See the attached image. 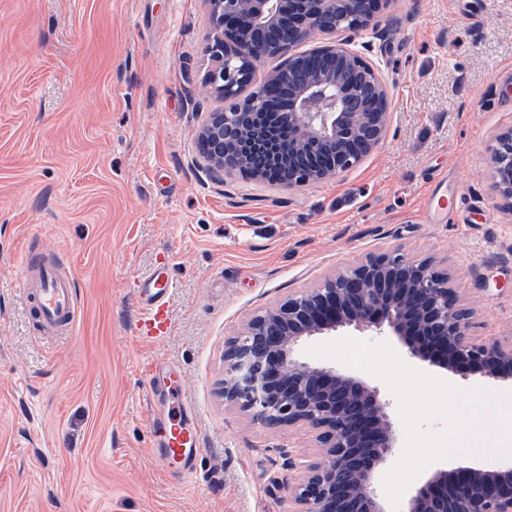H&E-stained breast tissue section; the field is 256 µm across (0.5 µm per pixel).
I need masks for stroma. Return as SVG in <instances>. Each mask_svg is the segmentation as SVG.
Segmentation results:
<instances>
[{
    "instance_id": "35a3bbf8",
    "label": "stroma",
    "mask_w": 512,
    "mask_h": 512,
    "mask_svg": "<svg viewBox=\"0 0 512 512\" xmlns=\"http://www.w3.org/2000/svg\"><path fill=\"white\" fill-rule=\"evenodd\" d=\"M362 56L392 103L382 144L338 178L279 188L206 170L196 135L204 0H0V512H288L305 428L224 401L227 340L379 250L451 271L478 337L512 336V207L487 147L512 129V0H386ZM455 202L429 208L428 198ZM73 278V329L42 331L25 253ZM175 283L164 342L136 335L142 277ZM194 406L193 474L159 464L149 362Z\"/></svg>"
}]
</instances>
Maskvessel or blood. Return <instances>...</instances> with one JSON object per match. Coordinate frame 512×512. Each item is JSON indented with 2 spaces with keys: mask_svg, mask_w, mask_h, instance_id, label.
I'll list each match as a JSON object with an SVG mask.
<instances>
[{
  "mask_svg": "<svg viewBox=\"0 0 512 512\" xmlns=\"http://www.w3.org/2000/svg\"><path fill=\"white\" fill-rule=\"evenodd\" d=\"M38 269V286L28 293L34 303L41 325L52 330L73 327L76 314V292L73 282L62 278L54 263H41ZM174 282L165 270H156L141 281L139 330L163 339L170 323L169 299ZM146 397L149 403L163 400L166 393H173L175 403L156 417L154 431L158 439V458L166 471L175 472L188 468L200 451V433L192 405L182 386L176 385L172 376L157 366L145 370Z\"/></svg>",
  "mask_w": 512,
  "mask_h": 512,
  "instance_id": "vessel-or-blood-1",
  "label": "vessel or blood"
}]
</instances>
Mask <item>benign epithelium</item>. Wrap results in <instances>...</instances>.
<instances>
[{
	"mask_svg": "<svg viewBox=\"0 0 512 512\" xmlns=\"http://www.w3.org/2000/svg\"><path fill=\"white\" fill-rule=\"evenodd\" d=\"M216 32L207 86L224 103L198 131L201 158L224 179L249 174L295 187L347 172L385 139L389 92L353 48L378 28L381 0H205ZM325 35L309 50L299 46ZM268 58L279 66L256 83ZM282 124L288 138L276 135ZM500 198L512 203V129L488 147ZM474 311L447 271L381 250L253 317L224 350V400L272 428L306 427L318 451L288 463L289 512H390L377 493L397 448L391 403L354 374L310 365L298 343L340 328L396 336L412 359L512 385V338L478 339ZM399 512H512V465L439 470Z\"/></svg>",
	"mask_w": 512,
	"mask_h": 512,
	"instance_id": "7a95c632",
	"label": "benign epithelium"
}]
</instances>
